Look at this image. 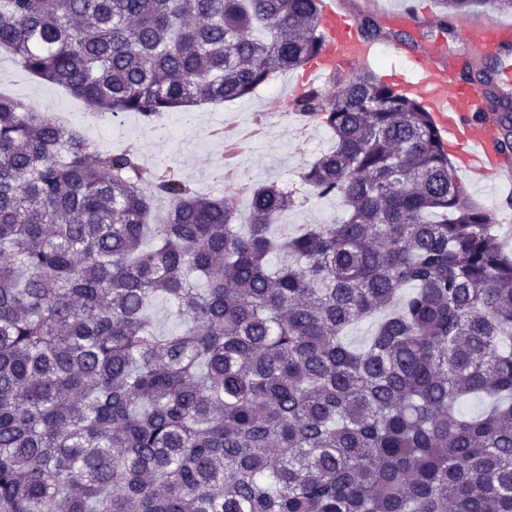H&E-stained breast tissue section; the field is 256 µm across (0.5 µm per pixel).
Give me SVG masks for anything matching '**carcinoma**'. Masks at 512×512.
<instances>
[{"label": "carcinoma", "mask_w": 512, "mask_h": 512, "mask_svg": "<svg viewBox=\"0 0 512 512\" xmlns=\"http://www.w3.org/2000/svg\"><path fill=\"white\" fill-rule=\"evenodd\" d=\"M322 40L318 0H0L24 70L147 121L240 99ZM293 111L333 134L303 179L343 213L278 237L288 190L252 187L242 221L0 96V512H512L493 213L373 70ZM494 117L512 149V107ZM469 397L489 405L465 416ZM152 312L161 331L167 332L178 327L170 303L164 297H158L152 304Z\"/></svg>", "instance_id": "1"}]
</instances>
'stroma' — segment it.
I'll use <instances>...</instances> for the list:
<instances>
[{
  "label": "stroma",
  "mask_w": 512,
  "mask_h": 512,
  "mask_svg": "<svg viewBox=\"0 0 512 512\" xmlns=\"http://www.w3.org/2000/svg\"><path fill=\"white\" fill-rule=\"evenodd\" d=\"M343 3L357 18H371L377 28L375 41L379 53L371 67L379 76L385 77L391 71L402 70L401 60L390 53L395 44L407 49L413 47L420 52L430 49L447 57L464 53L474 68L482 66L476 50L467 49L461 39L462 18L443 15L436 0H343ZM0 70L12 75L11 97L31 104L37 111L60 114L89 109L84 100L72 96L64 88L36 79L22 70L11 55L0 57ZM263 95L264 90L259 87L227 106L216 104L194 108L189 113L188 121H179L174 112L163 113L158 121L174 128L165 147L169 167L189 180L196 189L223 197L243 216L249 213V202L237 198L221 183L218 168L222 148L217 141L206 140L205 131L223 120L224 110L228 107L236 109L240 121H247L253 111L260 107ZM121 120L123 133L113 137L108 144L109 149L118 150L129 144L134 145L142 163L153 166L155 124L135 112L122 113ZM280 139L283 146L276 152L263 147L248 148L246 176L256 184L275 182L294 191L300 202L288 213V221L292 225L329 222L341 212L339 200L315 197L301 179L315 151L294 144L290 130H281Z\"/></svg>",
  "instance_id": "stroma-1"
}]
</instances>
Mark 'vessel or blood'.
Listing matches in <instances>:
<instances>
[{
	"instance_id": "1",
	"label": "vessel or blood",
	"mask_w": 512,
	"mask_h": 512,
	"mask_svg": "<svg viewBox=\"0 0 512 512\" xmlns=\"http://www.w3.org/2000/svg\"><path fill=\"white\" fill-rule=\"evenodd\" d=\"M320 17L325 44L311 61L304 80L326 79L342 67L366 66L374 55V44L365 38L358 20L346 12L340 0H321ZM470 45L482 46L512 34V25L498 20L470 22L464 26ZM415 79L391 73L390 79L404 92L420 99L435 123L448 137V150L458 161L464 176L512 189V157L499 144V132L492 121L475 115L490 109V91L484 83L461 77L462 58H442L431 52L411 55Z\"/></svg>"
}]
</instances>
